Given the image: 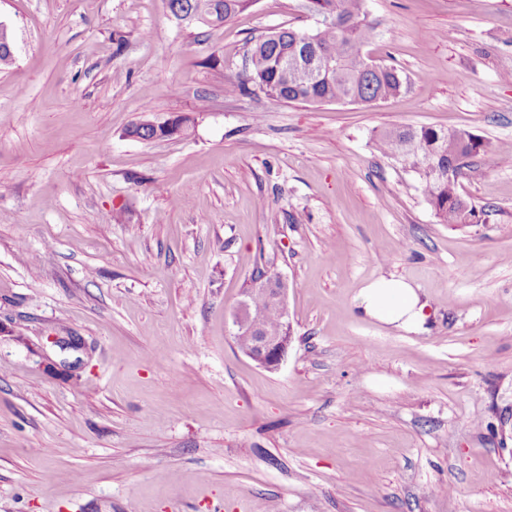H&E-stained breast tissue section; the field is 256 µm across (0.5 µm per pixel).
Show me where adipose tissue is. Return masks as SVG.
Segmentation results:
<instances>
[{
    "mask_svg": "<svg viewBox=\"0 0 512 512\" xmlns=\"http://www.w3.org/2000/svg\"><path fill=\"white\" fill-rule=\"evenodd\" d=\"M425 309L417 289L397 278L373 280L361 288L358 296L361 314L407 333L423 331Z\"/></svg>",
    "mask_w": 512,
    "mask_h": 512,
    "instance_id": "obj_1",
    "label": "adipose tissue"
}]
</instances>
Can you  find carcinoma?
I'll use <instances>...</instances> for the list:
<instances>
[{"instance_id": "carcinoma-1", "label": "carcinoma", "mask_w": 512, "mask_h": 512, "mask_svg": "<svg viewBox=\"0 0 512 512\" xmlns=\"http://www.w3.org/2000/svg\"><path fill=\"white\" fill-rule=\"evenodd\" d=\"M203 2L168 0L169 13L178 21ZM252 2L219 0L220 10L205 26L224 25ZM308 9L321 24L310 30L281 27L256 40L246 52L242 78L228 83L227 92H245L251 86L285 103L376 104L406 89L407 81L395 67L364 64V47L374 30L365 0H308ZM127 135L152 141L157 128L145 117L132 124ZM373 143L383 156L404 162L418 174L439 223H479V212L459 192L462 169L482 148L477 136L465 129L407 126L380 130ZM267 281V273L259 268L247 286L258 334L274 330L281 322L280 312L266 302Z\"/></svg>"}]
</instances>
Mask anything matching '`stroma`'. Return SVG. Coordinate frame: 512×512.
I'll return each mask as SVG.
<instances>
[{
    "mask_svg": "<svg viewBox=\"0 0 512 512\" xmlns=\"http://www.w3.org/2000/svg\"><path fill=\"white\" fill-rule=\"evenodd\" d=\"M407 91L227 93L251 38L314 26L256 0L181 27L167 0H0V512H512V0H367ZM191 115L141 141L148 116ZM484 147L438 223L373 131ZM288 284L270 371L236 345L256 265ZM410 282L425 329L362 317ZM255 0H220L218 5L220 10H216L215 15L212 16L211 21L207 23H188L183 26H205V27H219L231 21L238 13L246 10Z\"/></svg>",
    "mask_w": 512,
    "mask_h": 512,
    "instance_id": "35a3bbf8",
    "label": "stroma"
}]
</instances>
